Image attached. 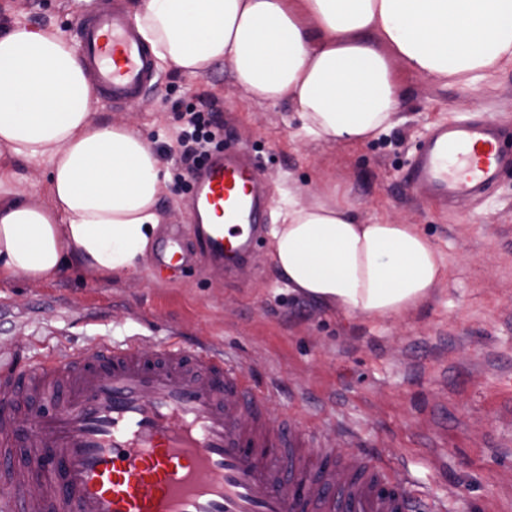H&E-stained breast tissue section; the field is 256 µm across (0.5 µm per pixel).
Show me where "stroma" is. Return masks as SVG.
<instances>
[{
  "label": "stroma",
  "instance_id": "stroma-1",
  "mask_svg": "<svg viewBox=\"0 0 512 512\" xmlns=\"http://www.w3.org/2000/svg\"><path fill=\"white\" fill-rule=\"evenodd\" d=\"M76 0H0V19L70 34ZM406 97L391 127L358 144L299 135L288 105L270 107L237 88L229 67L206 75L173 68L139 105L90 109L100 123L130 124L167 167L177 162V114L186 104L213 112L224 144L258 162L269 205L265 224L289 195L332 178L363 222L389 217L416 225L443 254L447 273L418 308L369 319L333 311L288 290L268 238L233 272L200 258L189 223L192 191L171 182L160 197L161 229L138 274L98 280L64 270L54 280L0 284V356L87 350L108 336L143 345L179 329L222 347L270 390V417L297 412L318 443L347 461L395 463L418 498L443 512H512V168L453 209L415 197L407 164L437 125L457 118L501 124L512 148V67L472 87L401 74ZM31 199L51 204L46 167L0 156ZM178 237L196 263L176 271L157 262Z\"/></svg>",
  "mask_w": 512,
  "mask_h": 512
}]
</instances>
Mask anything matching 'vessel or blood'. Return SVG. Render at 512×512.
I'll return each mask as SVG.
<instances>
[{
  "label": "vessel or blood",
  "mask_w": 512,
  "mask_h": 512,
  "mask_svg": "<svg viewBox=\"0 0 512 512\" xmlns=\"http://www.w3.org/2000/svg\"><path fill=\"white\" fill-rule=\"evenodd\" d=\"M71 36L102 97L138 100L158 81L135 23L104 0H86ZM512 165L498 128L463 121L436 128L413 156L408 184L444 202L484 190ZM193 230L226 270L258 243L266 203L258 165L215 155L194 179ZM271 394L223 348L172 336L132 338L87 353L65 348L0 369V512H438L415 500L392 464H348L311 444L300 417L267 415ZM40 405L38 446H21L16 417ZM50 452L62 464L42 463ZM40 480L38 498L25 494Z\"/></svg>",
  "instance_id": "b4317fda"
}]
</instances>
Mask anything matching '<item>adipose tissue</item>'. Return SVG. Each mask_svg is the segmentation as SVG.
Here are the masks:
<instances>
[{"instance_id": "1", "label": "adipose tissue", "mask_w": 512, "mask_h": 512, "mask_svg": "<svg viewBox=\"0 0 512 512\" xmlns=\"http://www.w3.org/2000/svg\"><path fill=\"white\" fill-rule=\"evenodd\" d=\"M133 19L158 66L201 76L225 64L324 142L384 133L405 95L399 70L471 87L512 66V0H138ZM95 99L59 29L0 28V150L46 165L53 199L31 203L0 164V282H48L67 266L105 280L139 272L170 175L140 132L92 121ZM269 236L292 292L368 318L416 308L446 268L416 225L363 223L329 181L289 198Z\"/></svg>"}]
</instances>
